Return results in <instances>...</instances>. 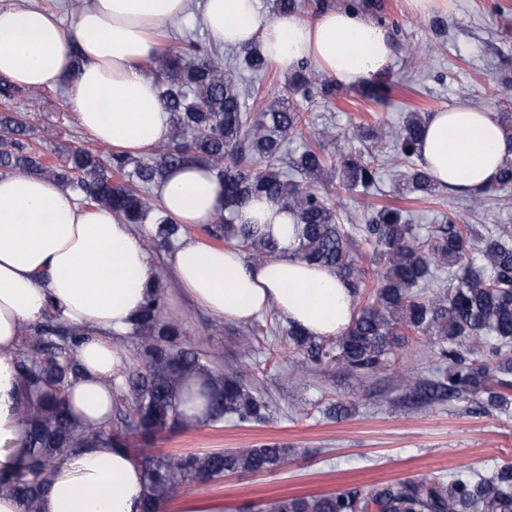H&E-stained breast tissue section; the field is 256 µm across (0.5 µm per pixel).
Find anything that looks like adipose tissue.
I'll use <instances>...</instances> for the list:
<instances>
[{
    "label": "adipose tissue",
    "instance_id": "ef3b65f1",
    "mask_svg": "<svg viewBox=\"0 0 512 512\" xmlns=\"http://www.w3.org/2000/svg\"><path fill=\"white\" fill-rule=\"evenodd\" d=\"M198 5L215 44L252 48L291 70L304 61L351 86L377 79L393 60L385 30L338 6L316 17H269L259 0H91L66 29L46 10L0 7V75L42 89L65 84L79 126L100 144L144 154L169 139L170 115L144 65L159 36ZM419 161L453 193L479 194L512 162V135L489 109L430 113ZM169 217L183 226L210 224L224 208V184L203 165L169 171L158 191ZM266 224L280 247H292L294 220L263 199L239 214ZM179 291L215 318L245 324L277 309L313 336H333L351 322L355 296L336 274L289 255L254 264L240 252L185 239L169 260ZM156 271L144 238L109 211L79 204L53 181L0 176V447L20 443L26 388L17 370L23 332L55 310L91 333L78 350L85 376L68 390L79 422L112 413V382L123 358L112 342L129 332L153 291ZM140 467L126 450L100 445L79 453L52 481L39 512H138Z\"/></svg>",
    "mask_w": 512,
    "mask_h": 512
}]
</instances>
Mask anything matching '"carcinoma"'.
Wrapping results in <instances>:
<instances>
[{
    "instance_id": "cac0c4a2",
    "label": "carcinoma",
    "mask_w": 512,
    "mask_h": 512,
    "mask_svg": "<svg viewBox=\"0 0 512 512\" xmlns=\"http://www.w3.org/2000/svg\"><path fill=\"white\" fill-rule=\"evenodd\" d=\"M204 27L202 17L195 15L182 46L146 65L170 112L167 144L148 156L111 153L106 159L76 148L65 164L56 166L26 142V123L7 107L0 111V173L48 178L81 202L116 212L128 224L153 225L154 239L171 246L183 227L166 215L156 188L172 168L196 161L224 182V211L206 226L210 237L253 263L280 258L282 250L273 238L253 224L237 223L241 208L252 197L263 196L294 217L297 257L333 270L355 296L369 295L331 345L291 324L281 329L303 350L295 367L299 377L314 365L331 362L353 373H375L389 362L400 331L407 330L438 345L439 358L448 361V372L434 379L399 375L400 385L421 402L471 396L487 409L511 405L512 350L506 346L512 344V243L491 231L476 238L467 224H439L423 237L416 225L405 223L400 210L389 207L369 214L363 224H342L336 203L317 185L337 161L346 186L367 192L377 183V167L345 149L329 155L319 139L303 142L299 152L288 156V142L300 135L301 113L279 98L255 113L243 91L246 74L266 73L268 62L244 49L238 64L224 65L217 52L197 39ZM422 132L416 113L389 132L392 164L418 155ZM405 187L431 195L438 185L414 165ZM509 188L511 164L474 205ZM357 237L372 246L381 266L370 278L353 253ZM444 272L450 273V284L437 290ZM131 332L143 339L144 373L129 381L135 402L132 421L114 429L109 422L82 426L67 406V390L82 377L78 349L84 329L57 318L30 329L36 340L19 351L17 364L30 393L21 408L25 438L9 453L10 489L24 512H38L48 481L89 443L134 452L146 488L141 512H155L195 478L207 483L227 473L274 471L287 460L288 448L278 442L188 455L148 448L184 424L179 393L192 376L209 380L208 423L228 418L261 424L269 419L270 406L245 385L240 371L215 370L205 352L181 343L183 323L167 316L163 292L148 295ZM259 512H512V465L489 476L458 471L446 479L378 483L362 492L275 497L261 502Z\"/></svg>"
}]
</instances>
